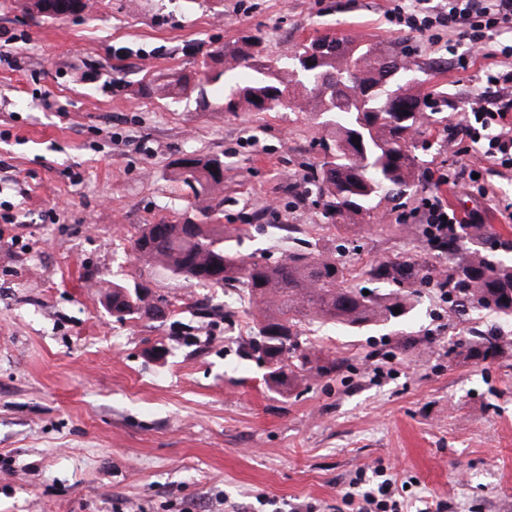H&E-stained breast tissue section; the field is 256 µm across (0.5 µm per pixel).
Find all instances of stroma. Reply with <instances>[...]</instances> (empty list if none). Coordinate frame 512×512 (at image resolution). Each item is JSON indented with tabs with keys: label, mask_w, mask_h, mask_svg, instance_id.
Masks as SVG:
<instances>
[{
	"label": "stroma",
	"mask_w": 512,
	"mask_h": 512,
	"mask_svg": "<svg viewBox=\"0 0 512 512\" xmlns=\"http://www.w3.org/2000/svg\"><path fill=\"white\" fill-rule=\"evenodd\" d=\"M25 3L0 0V35L28 36L0 61V512H358L353 481L385 474L402 512H512V356L459 347L511 323L424 285L401 323L309 332L314 368L282 394L240 355L247 302L152 275L132 250L144 225L209 205L172 179L193 152L224 159L220 221L246 228L243 254L327 249L381 292L382 263L439 277L447 251L398 220L413 196L377 223H324L304 193L323 153L308 114L203 112L142 87L257 30L274 55L326 33L401 44L418 92L443 101L418 188L464 215L486 200L432 175L458 159L445 128L486 61L462 70L447 38L392 31L391 0H95L58 21ZM140 279L167 314L116 320L105 293ZM327 358L341 368L323 376Z\"/></svg>",
	"instance_id": "1"
}]
</instances>
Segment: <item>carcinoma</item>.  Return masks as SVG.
Instances as JSON below:
<instances>
[{
    "label": "carcinoma",
    "instance_id": "obj_1",
    "mask_svg": "<svg viewBox=\"0 0 512 512\" xmlns=\"http://www.w3.org/2000/svg\"><path fill=\"white\" fill-rule=\"evenodd\" d=\"M89 0H28V9L47 20L84 12ZM264 35H244L238 42L207 55L198 69L159 78L151 84L160 96L196 95L205 112H306L322 132L323 158L309 184L322 201V218L338 230L357 218H373L383 203L416 189L418 145L432 135L427 100L415 92L405 65V51L365 47L354 39L323 35L275 58L265 53ZM313 60L309 68L303 59ZM176 176L194 194L213 195L224 184V160L186 154L176 162ZM219 206L182 214L175 222L145 225L136 240L135 259L153 273L204 288L233 283L254 306L253 336L245 354L266 358V381L285 394L301 380L309 364L303 326L338 325L349 331L385 326L407 317L418 302L420 271L405 275L385 264L372 278L406 288L388 292L351 285L345 264L323 252L291 253L273 264L246 259L237 250L243 228H227ZM496 237L490 224H460L448 251L465 245L468 257L448 266V294L462 305L512 320V262L483 253ZM146 291L142 302L135 289ZM119 319H152L156 304L149 286L114 283L106 293ZM401 313L394 314L395 309ZM477 360L501 353L500 337L485 336L466 345Z\"/></svg>",
    "mask_w": 512,
    "mask_h": 512
}]
</instances>
